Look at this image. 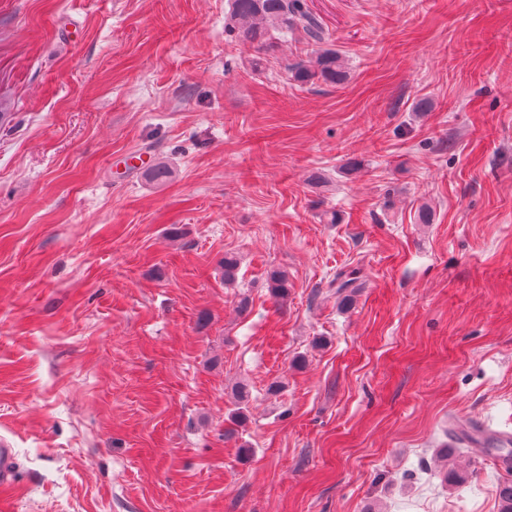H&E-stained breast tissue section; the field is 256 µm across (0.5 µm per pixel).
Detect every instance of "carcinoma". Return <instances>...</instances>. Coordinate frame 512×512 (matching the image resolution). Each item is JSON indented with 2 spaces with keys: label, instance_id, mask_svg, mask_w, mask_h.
<instances>
[{
  "label": "carcinoma",
  "instance_id": "cac0c4a2",
  "mask_svg": "<svg viewBox=\"0 0 512 512\" xmlns=\"http://www.w3.org/2000/svg\"><path fill=\"white\" fill-rule=\"evenodd\" d=\"M293 30L303 32L316 47L312 64L297 62L288 66L294 81L301 84L322 81L342 85L350 78L349 68L340 53L332 48L329 34L321 21L309 10L306 0H230V9L224 18V31L243 44L266 47L274 34ZM224 284L232 285L238 279L239 261L232 253L224 254L220 262ZM269 288L280 301L288 298V273L275 269L269 273ZM358 278L351 273L336 274V294L342 304L359 288ZM508 474L497 487L498 512H512V453L500 457Z\"/></svg>",
  "mask_w": 512,
  "mask_h": 512
}]
</instances>
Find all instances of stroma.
<instances>
[{
  "label": "stroma",
  "instance_id": "1",
  "mask_svg": "<svg viewBox=\"0 0 512 512\" xmlns=\"http://www.w3.org/2000/svg\"><path fill=\"white\" fill-rule=\"evenodd\" d=\"M306 2L346 84L229 0H0L15 512H497L448 433L512 432V0Z\"/></svg>",
  "mask_w": 512,
  "mask_h": 512
}]
</instances>
